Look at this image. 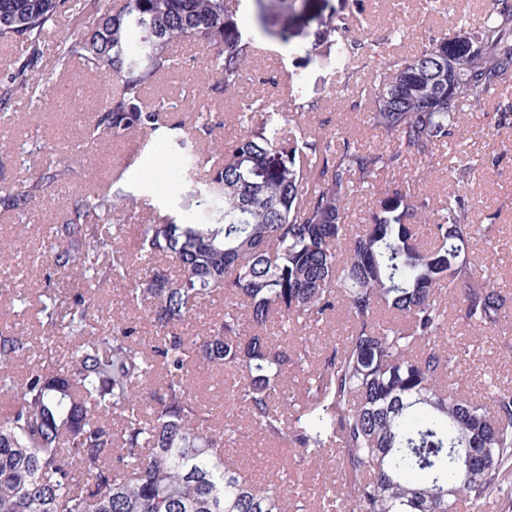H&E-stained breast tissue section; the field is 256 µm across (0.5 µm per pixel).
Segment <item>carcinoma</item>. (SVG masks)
Masks as SVG:
<instances>
[{
  "label": "carcinoma",
  "mask_w": 512,
  "mask_h": 512,
  "mask_svg": "<svg viewBox=\"0 0 512 512\" xmlns=\"http://www.w3.org/2000/svg\"><path fill=\"white\" fill-rule=\"evenodd\" d=\"M67 0H0V41H22L26 58L0 83V108L38 82L46 29ZM215 50L208 91L242 87L255 52L224 0H122L97 7L91 24L58 46V64L85 62L116 80L92 117V132L144 142L163 128L164 104L147 92L176 73L173 47ZM512 74V8L490 4L474 42L438 37L377 74L368 123L381 145L343 139L337 148L306 135L305 105L283 111L268 98L243 103L244 123L220 162L187 156L185 177L200 213L184 224L140 227L138 250L120 246L113 223L130 199L110 191L64 198L43 261L82 271L64 297L39 294L43 323L59 337L31 352L19 332L0 333V391L13 394L0 419V512H304L313 459L336 452L314 512H458L492 495L512 500L501 479L512 466V388L485 379V400L455 386L468 347L447 336L454 310L483 331L512 320V296L494 265L476 268L468 249L493 245L497 224H473L457 196L436 206L397 186L355 236L344 216L354 186L371 187L410 152L431 166L448 144L460 105H480ZM77 161H60L0 194L23 212L47 186L68 185ZM487 165L465 157L467 180ZM427 227V237L420 225ZM125 286L124 303L154 329L140 336L95 294ZM224 313L188 334L217 297ZM345 309L352 333L317 346L306 330ZM388 309L393 320L378 313ZM26 366L15 377L12 365ZM234 369L226 394L264 441L297 450L293 480L253 481L226 453L236 429L219 425L192 392L200 369ZM146 403L143 391L155 382Z\"/></svg>",
  "instance_id": "cac0c4a2"
}]
</instances>
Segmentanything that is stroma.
I'll use <instances>...</instances> for the list:
<instances>
[{
	"instance_id": "1",
	"label": "stroma",
	"mask_w": 512,
	"mask_h": 512,
	"mask_svg": "<svg viewBox=\"0 0 512 512\" xmlns=\"http://www.w3.org/2000/svg\"><path fill=\"white\" fill-rule=\"evenodd\" d=\"M87 0H73L74 6L62 10L43 37V55L37 70L42 80L32 89L18 92L11 109L0 110V127H5L18 150L12 156L0 155V193L22 181L45 173L52 161L71 155L82 139L83 127L92 114L112 94V79L90 70L83 61H72L67 68L56 65L59 41L76 33L81 22L79 9ZM293 0H233L238 16L244 17L242 32L254 36L258 53L248 68L242 94L273 95L280 105L289 106L293 96H300L311 110L307 121L319 136L342 141L350 137L359 143L377 142L375 131L367 123L368 104L361 97L385 59L415 55L431 37L447 36L449 41H476L487 13L489 0H445L437 7L435 0H314L313 9L297 16ZM266 14L271 28L262 31L258 14ZM402 37H392L394 29ZM287 39H280V31ZM361 43L354 61L345 68L337 64L341 43ZM183 60V70L175 77H165L154 86L156 95L165 97L168 127L154 145L141 147L137 136L103 139L81 155L78 176L72 188H48L31 201L25 215L0 211V236L14 238L15 259L21 276L7 281L0 278V331H15L39 345L47 329L36 309L25 316H15L12 297L24 293L37 297L44 284L69 293L76 288L78 273L49 272L47 266L31 265L29 255L43 251L47 230L61 223L62 197L70 190L108 188L136 198L137 205L122 216V246L130 253L139 245L141 225L163 218L177 224L196 212V198L168 199L170 167L177 160L182 137L176 128L185 114L178 103L185 90L208 85L211 81V56L199 46L184 43L175 49ZM73 91L81 101V113L62 105L66 91ZM242 94L201 97L197 109L209 113L215 126L213 139H201V147L211 141L221 142L223 150L234 145L240 127L235 119ZM512 104V78L492 91L481 106H460L461 118L451 144L439 150L431 173H422L414 160H407L398 170L381 173L374 189L358 192L346 220L349 233L359 231L369 212L395 185H410L419 196L443 204L448 195L463 198L473 223L499 224L501 233L494 251L474 249L475 265L495 262L501 288L512 292V125L501 127L497 118ZM479 159L497 155L495 168L461 183L452 170L460 153ZM448 336L469 344L472 357L457 378L460 388L482 394L486 375L500 384L512 386V327L505 330L474 331L457 316L448 319ZM227 372L223 369L199 371L194 388L213 412L238 424L237 434L243 452L237 453L251 479L264 482L294 470L295 450L289 444L262 445L259 435L248 427L242 413L234 409L221 386Z\"/></svg>"
}]
</instances>
